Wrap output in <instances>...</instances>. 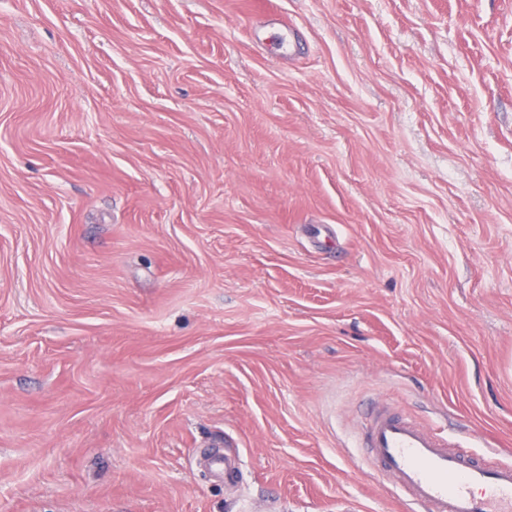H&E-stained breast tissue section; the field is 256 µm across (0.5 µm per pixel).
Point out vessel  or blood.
Here are the masks:
<instances>
[{
    "label": "vessel or blood",
    "mask_w": 512,
    "mask_h": 512,
    "mask_svg": "<svg viewBox=\"0 0 512 512\" xmlns=\"http://www.w3.org/2000/svg\"><path fill=\"white\" fill-rule=\"evenodd\" d=\"M271 37L285 49L297 37L273 8L250 29L255 46ZM362 445L420 512H512V461L500 459L497 450L463 455L448 438L385 407L373 412ZM207 463L225 484L239 483L243 476L242 460L216 452Z\"/></svg>",
    "instance_id": "vessel-or-blood-1"
}]
</instances>
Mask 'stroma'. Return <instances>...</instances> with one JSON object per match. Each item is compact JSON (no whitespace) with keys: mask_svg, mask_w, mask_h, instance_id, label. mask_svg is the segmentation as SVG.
<instances>
[{"mask_svg":"<svg viewBox=\"0 0 512 512\" xmlns=\"http://www.w3.org/2000/svg\"><path fill=\"white\" fill-rule=\"evenodd\" d=\"M375 402L512 460V0H0V512H414ZM249 31L250 38L257 47H261L268 38L274 37L282 48L290 50L297 37L293 25L273 8L265 11ZM211 471L224 481V484L235 485L243 476V461L241 458L231 460L227 455L218 452L213 453L207 459Z\"/></svg>","mask_w":512,"mask_h":512,"instance_id":"stroma-1","label":"stroma"}]
</instances>
